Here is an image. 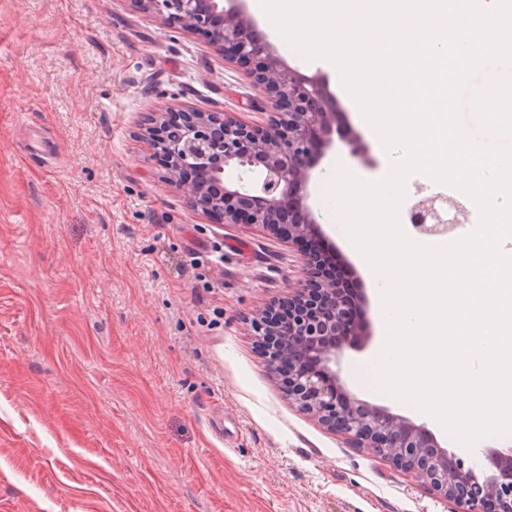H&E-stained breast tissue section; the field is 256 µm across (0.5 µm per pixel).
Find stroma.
<instances>
[{
    "label": "stroma",
    "mask_w": 512,
    "mask_h": 512,
    "mask_svg": "<svg viewBox=\"0 0 512 512\" xmlns=\"http://www.w3.org/2000/svg\"><path fill=\"white\" fill-rule=\"evenodd\" d=\"M245 70L131 0H0V512H455L288 401L253 322L304 280L295 247L188 208L143 144L153 112L254 109ZM366 180L389 157L350 105ZM311 201L359 289V261ZM345 348L352 384L380 336Z\"/></svg>",
    "instance_id": "35a3bbf8"
}]
</instances>
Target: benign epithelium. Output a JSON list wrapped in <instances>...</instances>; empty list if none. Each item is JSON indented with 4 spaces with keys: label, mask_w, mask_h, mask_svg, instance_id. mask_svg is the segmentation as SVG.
Instances as JSON below:
<instances>
[{
    "label": "benign epithelium",
    "mask_w": 512,
    "mask_h": 512,
    "mask_svg": "<svg viewBox=\"0 0 512 512\" xmlns=\"http://www.w3.org/2000/svg\"><path fill=\"white\" fill-rule=\"evenodd\" d=\"M140 9L205 37L224 57L249 70L252 107L277 110L260 125L228 112L189 110L164 122L145 141L159 154L164 180L190 206L226 224L257 225L292 244L322 235L310 204L314 169L335 145L341 108L327 81L284 65L267 40L224 0H136ZM466 206L442 195L410 208L419 234L444 236ZM307 278L288 289L255 325L271 366L283 376L288 401L361 448L453 501L457 512H512V448L492 452L494 467L479 483L476 470L440 448L432 433L379 406L362 402L340 375L345 346L366 335L350 320L351 301L303 251Z\"/></svg>",
    "instance_id": "1"
}]
</instances>
